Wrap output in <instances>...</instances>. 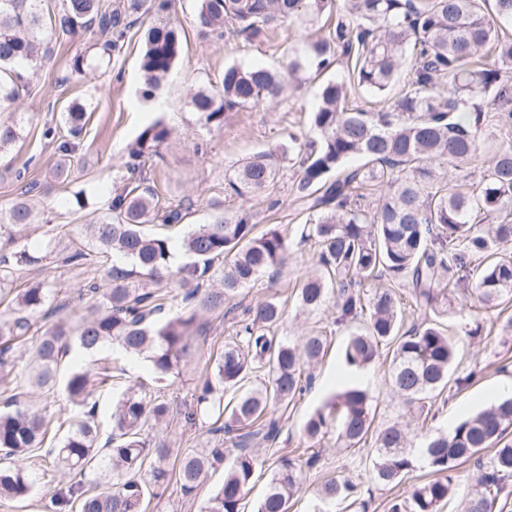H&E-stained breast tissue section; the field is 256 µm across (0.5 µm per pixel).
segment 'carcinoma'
<instances>
[{"instance_id":"1","label":"carcinoma","mask_w":512,"mask_h":512,"mask_svg":"<svg viewBox=\"0 0 512 512\" xmlns=\"http://www.w3.org/2000/svg\"><path fill=\"white\" fill-rule=\"evenodd\" d=\"M169 0H126L112 10L105 0H63L55 17L44 18L42 0H0V112H12L22 101L25 77L16 65L36 63L48 51L46 26L57 35L99 30L124 36L123 18L142 11L161 14ZM200 0L199 21L215 29L233 25V33L249 40L278 25L303 18L336 16L329 38L310 45L307 57L319 71L337 55L355 59L349 80L327 82L313 112L316 139L301 140L290 132L278 151L296 159V198L309 211L300 241H315L318 269L304 278L298 306L315 312L333 295L336 324H354L343 349L345 364L364 368L379 350L388 348L393 388L403 398L405 423L374 426L376 408L368 394L349 387L308 417L307 441L316 444L336 428L339 448L372 444L369 478L397 485L423 462L432 479L394 499L389 512H440L459 489L458 469L486 448V464L476 463L460 512H493L512 481V397L494 399L481 411L446 432L430 433L425 423L431 400L447 390L461 391L477 372L453 373L459 364L456 342L440 318L448 315V295L459 289L463 299L488 311L512 301V0ZM413 64L407 81L395 92L407 51ZM180 54V36L171 22L149 28L142 58L146 93L167 80ZM374 96L376 112L348 109L351 90ZM284 91L283 75L261 66L230 65L221 90H200L191 100L199 119L221 127L230 112L274 100ZM468 113L457 121L456 113ZM69 134L80 135L85 112L66 113ZM21 136L16 121L0 120V151ZM161 121L145 127L127 148L124 186L112 196L108 213L88 225L94 248L111 262L102 265L97 282L86 288L91 304L75 327L60 321L39 337L28 383L51 390L62 362L74 351L96 354L117 346L127 354L147 355L159 382L173 379L180 363L202 336L199 315L222 312L237 323L235 337L224 344L215 372L203 381L195 405L186 415L229 436L231 447L181 455L177 483L186 498L195 495L209 470L224 466V483L209 497L203 512H239L240 501L259 465L257 445L274 442L280 421L267 416L273 404H287L304 394L314 379L310 368L329 348L328 337L307 333L292 341L270 334L284 309L276 300L239 308L231 303L243 288L268 270L284 265L288 227L270 224L261 233L245 211L217 217L195 227L180 243L194 261L181 267L180 300L169 305L153 286L168 274L171 240L146 226L161 221L178 224L180 208L160 205L154 188L135 163L157 153L168 138ZM352 158L362 164L345 167ZM482 169L471 192L442 176V167ZM278 174L273 154L248 158L228 178L230 193H261ZM377 183L383 192L371 200L365 187ZM38 185L28 183L21 199L0 208V289L13 283L19 270L39 267L47 250L22 242L16 229L38 223L32 197ZM384 285L367 289L373 281ZM421 322L406 327L400 290ZM52 288L36 282L16 296L18 312L0 322V377L13 370L12 348L28 335L50 299ZM267 382L243 389L259 368ZM112 386L109 366L98 364L69 373L63 387L68 400L85 409L71 418L54 448L55 466L92 478L94 490L78 488L54 498L57 512H144L147 499L165 486L167 450L151 448L141 437L144 426L166 419L169 407L129 387L116 401L112 431L102 437L94 397ZM238 390L235 403L224 405V392ZM0 413V451L22 459L44 448L49 435L44 416L13 406ZM420 436V448L410 435ZM36 485L21 467H0V498H24ZM302 468L290 457L276 459L267 491L257 512H289L303 490ZM358 487L333 478L316 493L313 512H334L338 501L356 503Z\"/></svg>"}]
</instances>
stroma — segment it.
I'll list each match as a JSON object with an SVG mask.
<instances>
[{"label": "stroma", "instance_id": "obj_1", "mask_svg": "<svg viewBox=\"0 0 512 512\" xmlns=\"http://www.w3.org/2000/svg\"><path fill=\"white\" fill-rule=\"evenodd\" d=\"M199 0H171L167 20L173 22L181 36V53L171 75L156 91L145 98L140 68L145 34L158 24L159 15H140L128 30L118 48L104 50V36L82 33L66 40H53L49 51L30 77V90L13 119L22 126L20 139L0 154V207L10 205L29 181L41 188L43 214L39 223L30 225L25 238L30 244H49L52 253L37 269L18 271L11 295L0 297V320L15 313L14 292L30 283L42 281L54 290L46 307L43 326L59 319L77 320L84 311L79 298L96 268L92 265L69 264L68 256L75 246L87 245L85 226L94 216L106 213L111 191L124 174L127 146L144 127L160 121L171 131L156 157L145 164L151 186L163 203L186 209L182 224L169 229L172 239H179L200 224L210 223L216 215L248 211L258 227L282 224L297 227L308 218L294 200L296 169L282 162L279 175L266 191L242 198L225 192L228 173L243 160L255 154L275 150L288 132L312 135V112L320 89L328 80L347 77L345 61H338L324 72L308 66L298 77L287 79L286 89L276 102H260L250 108L228 114L223 127L204 125L191 104L193 92L219 86L225 66H262L284 70L289 58L303 51L306 43L325 37V20L310 23H283L276 30L253 39L217 36L202 27L197 19ZM84 55L82 75L71 72L70 61ZM86 112V122L79 138L74 139L71 175L67 181L53 176L59 156L55 145L42 137L45 126L64 127V116L72 105ZM83 193L85 207H78L76 193ZM313 245L292 247L281 271L262 275L238 296L241 305L276 299L285 305L283 318L276 330L279 338L292 340L309 330L324 332L330 347L313 370L314 385L300 399L282 407H273L280 418L282 434L276 444L260 447L258 454L266 462L286 455L304 460L308 452L301 429L306 417L334 393L357 386L368 392L377 407L379 424L400 421L403 413L401 397L393 390L388 377L389 359L379 355L364 369L345 365L342 351L349 335L347 327L336 325L333 301L315 314H300L297 293L303 277L316 266ZM208 331L198 352L181 362L179 373L170 387L160 390L148 362L112 349L103 357L115 371L110 389L98 394L97 419L109 423L112 403L129 386L138 384L156 391L170 413L165 421L146 430L153 444L169 448L172 454L188 449L210 448L217 438L201 424L187 420L186 413L194 404L197 385L214 367V360L233 335L232 324L221 315H203ZM460 352L459 372L479 369L480 375L468 388L451 393L447 402L435 403L431 428H452L457 422L483 408L488 391L512 390V306L504 311L484 312L457 308L445 320ZM482 324L481 338L468 335L475 324ZM31 343L18 344L16 366L12 372V389L18 392L21 406L41 412L47 420H57L68 402L62 387L48 392L28 393L25 369ZM335 435H328L318 446L319 461L304 468V489L291 512H309L316 489L332 478L368 482L372 450L364 446L349 451L337 448ZM23 468L36 471L37 485L31 496L15 501L0 500V512H55L53 499L57 492L77 484L74 474L53 466L51 461L33 457L24 460ZM224 479L223 470L210 471L195 499H185L176 484H168L160 497L151 500L148 512H200L201 507Z\"/></svg>", "mask_w": 512, "mask_h": 512}]
</instances>
